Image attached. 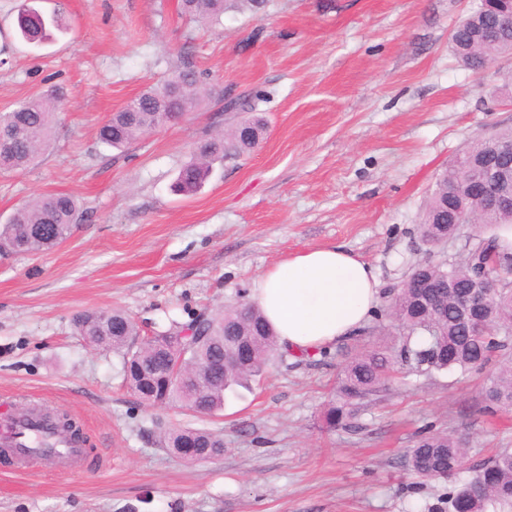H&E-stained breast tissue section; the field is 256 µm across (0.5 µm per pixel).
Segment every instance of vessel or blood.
I'll return each mask as SVG.
<instances>
[{
	"instance_id": "1",
	"label": "vessel or blood",
	"mask_w": 512,
	"mask_h": 512,
	"mask_svg": "<svg viewBox=\"0 0 512 512\" xmlns=\"http://www.w3.org/2000/svg\"><path fill=\"white\" fill-rule=\"evenodd\" d=\"M0 448L19 471L35 458L51 465L69 467L85 463L84 452L77 440L57 432L47 419L32 420L24 410L0 419Z\"/></svg>"
}]
</instances>
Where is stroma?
<instances>
[{
  "label": "stroma",
  "mask_w": 512,
  "mask_h": 512,
  "mask_svg": "<svg viewBox=\"0 0 512 512\" xmlns=\"http://www.w3.org/2000/svg\"><path fill=\"white\" fill-rule=\"evenodd\" d=\"M21 2L0 0V112L54 87L66 101L39 162L0 173V222L57 192L82 217L52 250L0 254V400L70 413L92 452L80 472L1 463L0 512H448L459 480L512 448V416L480 411L481 375L410 369L362 402L355 429L322 426L344 359L369 341L399 350L396 331L288 352L207 416L143 404L121 357L74 320L116 309L158 335L328 245L368 262L383 291L421 261L464 256L472 227L432 247L419 224L442 167L512 127V57L475 72L450 47L475 0H270L264 16L208 24L177 0H64L70 30L41 47L15 35ZM185 67L208 90L192 112L120 150L98 140L112 112ZM230 97L263 117L258 146L176 192L196 143L246 119ZM431 426L469 437L458 478L412 474L409 450ZM185 427L223 433V456L168 453L160 434Z\"/></svg>",
  "instance_id": "35a3bbf8"
}]
</instances>
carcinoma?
<instances>
[{
    "label": "carcinoma",
    "instance_id": "carcinoma-1",
    "mask_svg": "<svg viewBox=\"0 0 512 512\" xmlns=\"http://www.w3.org/2000/svg\"><path fill=\"white\" fill-rule=\"evenodd\" d=\"M268 0H178L182 15L199 22H216L227 12L248 11L257 15ZM496 4L477 0L466 19L450 36L451 49L464 65L479 71L512 45V29L502 44L482 41L481 31L498 21ZM18 33L28 44L40 46L69 30L65 4L46 13L27 3L17 16ZM207 90L195 71L186 68L159 87L149 88L127 102L99 128V139L114 148L155 131L199 104ZM64 93L59 89L20 102L10 112L0 113V136L11 142L1 173L22 171L37 163L52 139ZM247 119L225 136L198 143L190 162L179 171L177 188L196 192L210 174L216 159L227 154L250 152L255 143L242 135ZM500 146L502 165L512 164V129L493 134ZM481 141L457 154L441 171L435 189L426 201L421 232L426 243L438 245L456 231L460 218L455 202L465 196L476 173L475 156ZM466 212L478 224L475 243L465 257L448 264L423 262L401 284L385 292L376 320L385 319L403 338L400 358L427 373L495 370L483 379V410L512 414V287H505L489 301L479 320L466 324L455 310L456 297L473 286L476 268L485 263L507 265L512 253L502 250L497 229L509 220L474 197ZM79 218L76 200L67 193L40 195L16 209L0 224V242L14 253L47 251L73 232ZM81 336L122 354L124 381L137 396L153 405L182 402L196 413L213 414L224 408L228 395L249 387L261 376L280 351L277 336L256 306L241 303L219 315H197L188 324L164 336L172 347L157 350L151 342L138 340L135 323L120 311L82 313L75 319ZM394 355L367 348L345 361L337 375L336 400L324 413L328 428L351 427L357 405L380 392L393 371ZM180 364L184 383H171L170 368ZM189 439L205 459L224 455V439L205 430L181 428L163 432L161 442L172 454L178 443ZM469 442L462 436L428 431L417 437L409 454L412 471L423 478H450L461 468ZM512 504V451L504 449L485 462L468 482L448 492V512H489Z\"/></svg>",
    "mask_w": 512,
    "mask_h": 512
}]
</instances>
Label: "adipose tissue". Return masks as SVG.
Masks as SVG:
<instances>
[{
    "instance_id": "ef3b65f1",
    "label": "adipose tissue",
    "mask_w": 512,
    "mask_h": 512,
    "mask_svg": "<svg viewBox=\"0 0 512 512\" xmlns=\"http://www.w3.org/2000/svg\"><path fill=\"white\" fill-rule=\"evenodd\" d=\"M252 300L280 343L312 354L366 324L378 303L376 275L342 247L314 248L263 275Z\"/></svg>"
}]
</instances>
